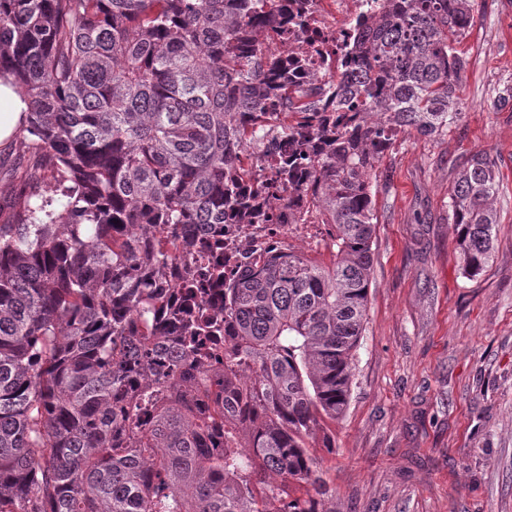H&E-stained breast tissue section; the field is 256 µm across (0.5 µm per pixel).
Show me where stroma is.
<instances>
[{
    "instance_id": "stroma-1",
    "label": "stroma",
    "mask_w": 512,
    "mask_h": 512,
    "mask_svg": "<svg viewBox=\"0 0 512 512\" xmlns=\"http://www.w3.org/2000/svg\"><path fill=\"white\" fill-rule=\"evenodd\" d=\"M459 49L463 115L437 138L399 134L376 169L366 331L346 416L321 469L336 512H512V0H477ZM497 159L501 222L488 268L464 274L448 189ZM21 130L0 141V224L47 190Z\"/></svg>"
}]
</instances>
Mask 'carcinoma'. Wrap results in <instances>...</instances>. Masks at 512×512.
<instances>
[{"label":"carcinoma","instance_id":"obj_1","mask_svg":"<svg viewBox=\"0 0 512 512\" xmlns=\"http://www.w3.org/2000/svg\"><path fill=\"white\" fill-rule=\"evenodd\" d=\"M475 0H385L332 94L342 124L288 80L261 36L292 0H0V81L51 193L0 224V512H336L312 448H334L369 310L370 174L398 133L461 118L454 44ZM292 142L288 170L330 226L328 260L272 251L209 315L168 270L210 224H251L249 144ZM496 161L449 189L463 271L500 216ZM224 322V355L206 339Z\"/></svg>","mask_w":512,"mask_h":512}]
</instances>
